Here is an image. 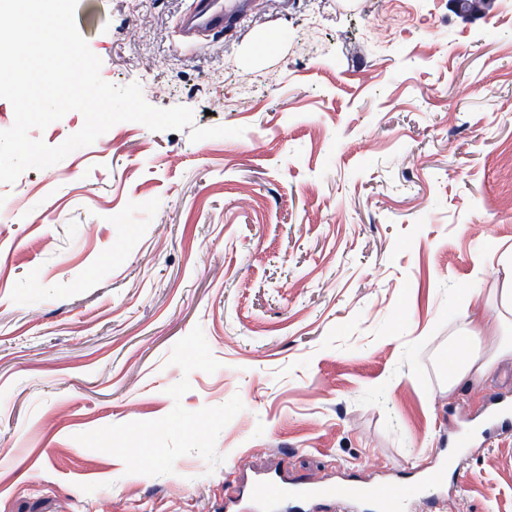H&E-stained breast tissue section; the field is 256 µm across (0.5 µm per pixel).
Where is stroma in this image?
Instances as JSON below:
<instances>
[{"label":"stroma","instance_id":"1","mask_svg":"<svg viewBox=\"0 0 512 512\" xmlns=\"http://www.w3.org/2000/svg\"><path fill=\"white\" fill-rule=\"evenodd\" d=\"M78 0L102 78L198 128L114 125L0 184V512H235L252 474L512 512V361L446 391L462 319L512 323V0ZM287 32L262 56L258 35ZM333 497L278 512H388ZM247 0H195L193 9L180 25L183 40L196 45L200 39L232 30L240 23Z\"/></svg>","mask_w":512,"mask_h":512}]
</instances>
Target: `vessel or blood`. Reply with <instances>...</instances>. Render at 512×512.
<instances>
[{"instance_id":"vessel-or-blood-1","label":"vessel or blood","mask_w":512,"mask_h":512,"mask_svg":"<svg viewBox=\"0 0 512 512\" xmlns=\"http://www.w3.org/2000/svg\"><path fill=\"white\" fill-rule=\"evenodd\" d=\"M247 7V0H194L193 9L180 25L183 40L191 45L217 33L236 28ZM323 487L286 481L278 476L265 474L254 478L248 494L251 498L274 503L286 497H311L323 494ZM340 496L348 498L383 499L394 512H402L409 496L406 487L365 485L340 488Z\"/></svg>"}]
</instances>
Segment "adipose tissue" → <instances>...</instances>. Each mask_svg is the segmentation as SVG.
Listing matches in <instances>:
<instances>
[{"label": "adipose tissue", "mask_w": 512, "mask_h": 512, "mask_svg": "<svg viewBox=\"0 0 512 512\" xmlns=\"http://www.w3.org/2000/svg\"><path fill=\"white\" fill-rule=\"evenodd\" d=\"M466 337L448 348V385L456 387L468 378H483L490 375L498 363L512 359V336L490 334L488 327L474 323L465 326ZM490 338L489 351L470 348V341Z\"/></svg>", "instance_id": "ef3b65f1"}]
</instances>
